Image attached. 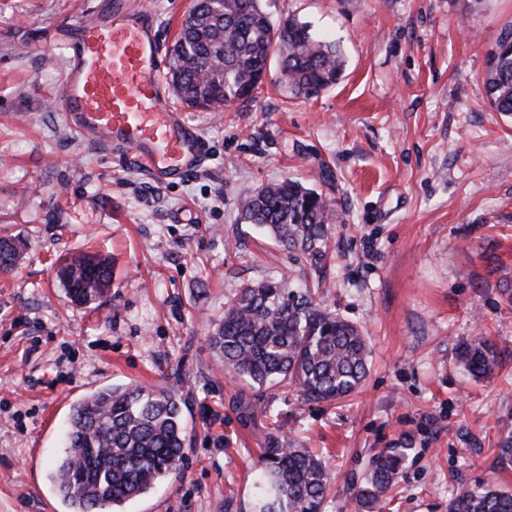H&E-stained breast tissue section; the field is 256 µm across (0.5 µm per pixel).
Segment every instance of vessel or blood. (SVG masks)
<instances>
[{"label":"vessel or blood","instance_id":"b4317fda","mask_svg":"<svg viewBox=\"0 0 512 512\" xmlns=\"http://www.w3.org/2000/svg\"><path fill=\"white\" fill-rule=\"evenodd\" d=\"M67 78L58 94L65 124L111 148L129 149L161 182L204 160L199 127L166 108L156 19L129 0H108L60 30Z\"/></svg>","mask_w":512,"mask_h":512}]
</instances>
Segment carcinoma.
<instances>
[{
  "label": "carcinoma",
  "instance_id": "1",
  "mask_svg": "<svg viewBox=\"0 0 512 512\" xmlns=\"http://www.w3.org/2000/svg\"><path fill=\"white\" fill-rule=\"evenodd\" d=\"M280 82L309 98L336 85L345 67L341 48L320 38L309 24L289 18L274 27L261 0H195L170 54L171 81L181 103L227 109L251 96L272 59ZM498 112L512 114V33L491 55L483 79ZM240 218L281 246L316 260L326 248L332 207L314 189L288 180L257 188L238 203ZM23 248L0 241V270L15 268ZM58 277L71 302L94 303L112 281L110 262L80 253L65 260ZM210 345L224 367L259 388L291 387L308 402L342 399L368 369L362 331L317 301L308 288L268 280L241 288L215 324ZM498 352L488 339L462 346L460 359L477 379L490 378ZM181 398L163 387H108L73 405L67 447L51 478L70 512H120L157 482L182 471L189 438ZM497 459L512 464V427L501 432ZM406 454L384 448L371 461L370 476L354 498L374 507L397 483ZM330 485L321 460L270 428L264 433L253 512H322ZM448 512H512V489L479 483L460 490Z\"/></svg>",
  "mask_w": 512,
  "mask_h": 512
}]
</instances>
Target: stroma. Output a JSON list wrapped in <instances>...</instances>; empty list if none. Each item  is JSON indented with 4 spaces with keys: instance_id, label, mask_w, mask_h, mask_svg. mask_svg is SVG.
Listing matches in <instances>:
<instances>
[{
    "instance_id": "1",
    "label": "stroma",
    "mask_w": 512,
    "mask_h": 512,
    "mask_svg": "<svg viewBox=\"0 0 512 512\" xmlns=\"http://www.w3.org/2000/svg\"><path fill=\"white\" fill-rule=\"evenodd\" d=\"M101 0H0V239L27 245L0 271V512H66L50 481L70 409L94 390L139 384L182 399L184 469L123 512H252L261 429L321 453L323 512L353 494L382 448L406 461L385 512H448L478 481L512 488L495 444L512 425V115L482 82L512 32V0H262L338 41L339 82L303 99L277 69L223 112L185 111L205 146L184 179L154 182L128 151L66 126L55 104L65 51L54 28ZM169 51L193 0H137ZM287 178L329 199L328 247L294 256L241 223L238 202ZM112 262L105 304L71 303L61 260ZM320 281L325 306L369 340L363 385L336 402L257 392L256 424L234 407L247 383L208 338L224 305L264 280ZM500 365L475 380L460 345ZM498 352L488 339L479 338L462 346L460 359L466 371L477 379L491 378L498 365Z\"/></svg>"
}]
</instances>
